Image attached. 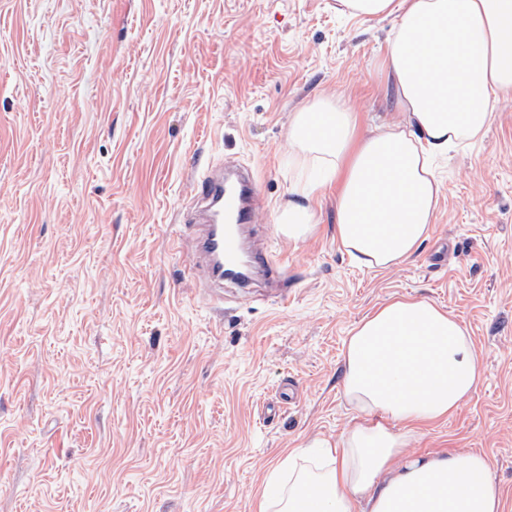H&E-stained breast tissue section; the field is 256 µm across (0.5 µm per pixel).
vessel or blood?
<instances>
[{"instance_id": "1", "label": "vessel or blood", "mask_w": 512, "mask_h": 512, "mask_svg": "<svg viewBox=\"0 0 512 512\" xmlns=\"http://www.w3.org/2000/svg\"><path fill=\"white\" fill-rule=\"evenodd\" d=\"M190 208L185 215L196 229L195 258L202 264L216 299H223L225 283L237 282L242 257H249L254 273L284 283L283 265L264 248L250 244L245 227L255 214V188L249 170L233 179L223 164L203 167L190 184Z\"/></svg>"}]
</instances>
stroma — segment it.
I'll return each mask as SVG.
<instances>
[{
  "label": "stroma",
  "mask_w": 512,
  "mask_h": 512,
  "mask_svg": "<svg viewBox=\"0 0 512 512\" xmlns=\"http://www.w3.org/2000/svg\"><path fill=\"white\" fill-rule=\"evenodd\" d=\"M337 0H0V512H254L281 451L335 440L350 329L396 295L468 327L482 380L413 455H485L512 512V96L438 163L436 221L401 266L356 265L317 226H277L308 174L288 120L323 94L360 129L393 120L391 20ZM257 176L286 288L187 274L197 167ZM295 382L297 399L260 412Z\"/></svg>",
  "instance_id": "1"
}]
</instances>
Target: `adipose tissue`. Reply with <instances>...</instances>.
<instances>
[{
    "mask_svg": "<svg viewBox=\"0 0 512 512\" xmlns=\"http://www.w3.org/2000/svg\"><path fill=\"white\" fill-rule=\"evenodd\" d=\"M339 3L396 17L384 64L401 119L361 136L340 100L322 96L293 113L288 140L323 178L295 188L277 222L304 237L318 197L337 185L338 239L359 265L384 270L429 237L441 194L433 161L481 136L512 92V0ZM341 365L352 423L325 443L323 463L286 449L257 512H504L482 453L404 452L413 426L447 420L480 383L463 322L428 299L392 298L352 327Z\"/></svg>",
    "mask_w": 512,
    "mask_h": 512,
    "instance_id": "obj_1",
    "label": "adipose tissue"
}]
</instances>
